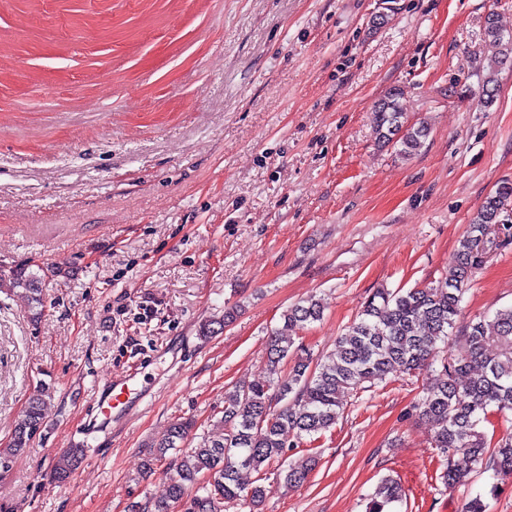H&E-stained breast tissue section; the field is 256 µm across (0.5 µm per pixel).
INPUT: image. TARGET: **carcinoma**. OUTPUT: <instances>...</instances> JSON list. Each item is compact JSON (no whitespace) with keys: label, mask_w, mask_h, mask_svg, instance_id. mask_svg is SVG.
Listing matches in <instances>:
<instances>
[{"label":"carcinoma","mask_w":512,"mask_h":512,"mask_svg":"<svg viewBox=\"0 0 512 512\" xmlns=\"http://www.w3.org/2000/svg\"><path fill=\"white\" fill-rule=\"evenodd\" d=\"M484 35L494 49L491 69L512 64V34L504 33L493 14L485 21ZM401 96V89L393 87L375 105L373 131L378 141H393L400 156L410 157L422 147L427 128L404 127ZM508 207H512V183L503 181L485 197L459 240L450 277L436 286L374 291L327 356L316 357L306 350L298 354L288 335L321 320L319 301L310 297L288 308L283 327L269 333L267 379L236 385L228 392L215 433L196 437L190 418L172 423L166 436L146 449L143 459L147 472L170 461L174 474L167 495L143 506L135 504L131 512H224V504L236 501L253 509L264 501L269 488L262 483L248 488L239 475L243 470L259 473L282 461L285 432L299 443L311 440L336 423L344 392L421 372L429 373L431 380L415 408L433 426L435 447L447 459L444 484L453 488L464 481L456 464L459 457L501 480L512 479V435L495 441L485 430L491 424L489 416L512 415V306L488 317L460 321L472 271L499 246V235L512 239V223H501ZM42 271L40 266L0 268V283L25 295L34 322L44 308ZM455 331L468 343L467 356L439 355L438 343ZM48 396L42 384L29 397L9 448L0 452L1 468L9 467L17 454L30 447L44 423ZM489 447L494 451L487 452ZM84 452L77 447L55 458L54 476L67 479ZM311 465L310 459L288 462L284 484H303ZM194 485L200 493L191 495ZM402 501L401 485L387 476L366 499L365 512H398Z\"/></svg>","instance_id":"cac0c4a2"}]
</instances>
